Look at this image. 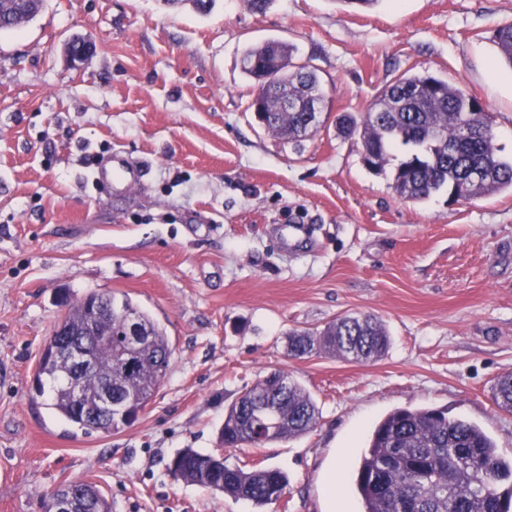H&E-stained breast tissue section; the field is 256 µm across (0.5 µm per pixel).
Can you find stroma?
Instances as JSON below:
<instances>
[{"mask_svg":"<svg viewBox=\"0 0 512 512\" xmlns=\"http://www.w3.org/2000/svg\"><path fill=\"white\" fill-rule=\"evenodd\" d=\"M509 23L512 0H216L206 15L189 0H46L1 32L0 512H40L73 480L112 512H361L353 464L398 408L445 409L511 461L512 415L491 387L512 373V192L402 200L392 170L368 171L336 130L396 77L428 72L477 97L512 159V69L492 41ZM78 36L93 50L74 65ZM268 39L323 82V124L297 143L249 109L241 57ZM111 156L143 170L130 192L95 183ZM93 291L128 295L174 349L152 403L112 434H84L36 390L61 294ZM361 312L384 322L383 358L289 356V330ZM272 370L315 398L316 429L219 449L227 405ZM184 448L278 468L286 494L260 506L175 482Z\"/></svg>","mask_w":512,"mask_h":512,"instance_id":"1","label":"stroma"}]
</instances>
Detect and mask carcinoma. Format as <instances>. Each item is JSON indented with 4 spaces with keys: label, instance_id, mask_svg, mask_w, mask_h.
Returning a JSON list of instances; mask_svg holds the SVG:
<instances>
[{
    "label": "carcinoma",
    "instance_id": "carcinoma-1",
    "mask_svg": "<svg viewBox=\"0 0 512 512\" xmlns=\"http://www.w3.org/2000/svg\"><path fill=\"white\" fill-rule=\"evenodd\" d=\"M45 0H0V31L33 20ZM498 56L512 67V24L494 32ZM292 44L270 39L248 48L244 72L255 81L250 107L262 110V126L297 142L318 129L308 123V104L325 98L316 70L295 62ZM479 101L430 74H403L386 86L376 103L356 118H339V131L356 140L366 168L391 164L395 145L409 147L393 171L396 194L422 202L446 189L462 200L512 190V163L499 158L492 124L483 121ZM470 123V134L462 126ZM63 335L50 336L37 376L52 383L51 407L89 434L112 433L136 419L167 374L172 349L164 328L127 296L91 292L65 301ZM140 336L132 342L129 325ZM88 341V359L78 371L53 345ZM390 347L383 322L373 314L343 315L321 328L288 332L293 357L334 356L359 364L381 359ZM136 370L123 374L126 360ZM82 387L75 400L72 382ZM112 382L117 409L100 412L101 389ZM497 407L512 414V373L493 388ZM321 416L317 401L282 371L263 375L224 412L219 432L226 448H264L306 435ZM176 482L225 495L273 504L285 494L288 478L279 470L231 468L215 453L192 448L169 465ZM363 512H512V462L499 457L494 441L477 425L450 418L443 410L398 409L377 423L358 460L355 478ZM75 512H112L96 485L72 481Z\"/></svg>",
    "mask_w": 512,
    "mask_h": 512
}]
</instances>
